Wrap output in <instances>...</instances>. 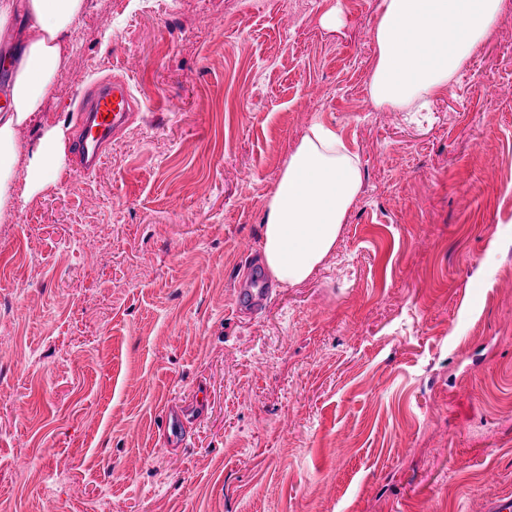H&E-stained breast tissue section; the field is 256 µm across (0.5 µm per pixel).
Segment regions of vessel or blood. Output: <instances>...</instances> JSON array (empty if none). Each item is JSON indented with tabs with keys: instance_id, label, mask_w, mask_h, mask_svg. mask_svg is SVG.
I'll return each mask as SVG.
<instances>
[{
	"instance_id": "1",
	"label": "vessel or blood",
	"mask_w": 512,
	"mask_h": 512,
	"mask_svg": "<svg viewBox=\"0 0 512 512\" xmlns=\"http://www.w3.org/2000/svg\"><path fill=\"white\" fill-rule=\"evenodd\" d=\"M135 106L126 81L116 79L88 90L71 137L80 174H90L101 165L106 146L129 125Z\"/></svg>"
}]
</instances>
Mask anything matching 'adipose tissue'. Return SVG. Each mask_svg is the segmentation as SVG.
I'll list each match as a JSON object with an SVG mask.
<instances>
[{
    "label": "adipose tissue",
    "mask_w": 512,
    "mask_h": 512,
    "mask_svg": "<svg viewBox=\"0 0 512 512\" xmlns=\"http://www.w3.org/2000/svg\"><path fill=\"white\" fill-rule=\"evenodd\" d=\"M86 0H0V27L23 13L25 28L0 57L8 79L0 92V222L11 220L21 194L54 178L63 144L59 128L24 146L32 124L61 79ZM512 0H381L373 29L369 82L373 105L409 112L450 88ZM362 184L359 160L336 130L313 121L289 154L262 224V260L284 286L305 283L336 246Z\"/></svg>",
    "instance_id": "obj_1"
}]
</instances>
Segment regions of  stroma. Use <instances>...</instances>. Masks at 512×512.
<instances>
[{
	"label": "stroma",
	"instance_id": "obj_1",
	"mask_svg": "<svg viewBox=\"0 0 512 512\" xmlns=\"http://www.w3.org/2000/svg\"><path fill=\"white\" fill-rule=\"evenodd\" d=\"M379 0H89L21 139L139 103L0 222V512H487L512 495V9L424 112ZM338 10L336 28L322 17ZM360 157L335 250L235 308L313 119ZM184 416L166 441L163 409ZM135 106L124 80L101 83L88 90L77 110L71 137L72 154L80 174L88 175L101 165L105 147L129 125Z\"/></svg>",
	"mask_w": 512,
	"mask_h": 512
}]
</instances>
